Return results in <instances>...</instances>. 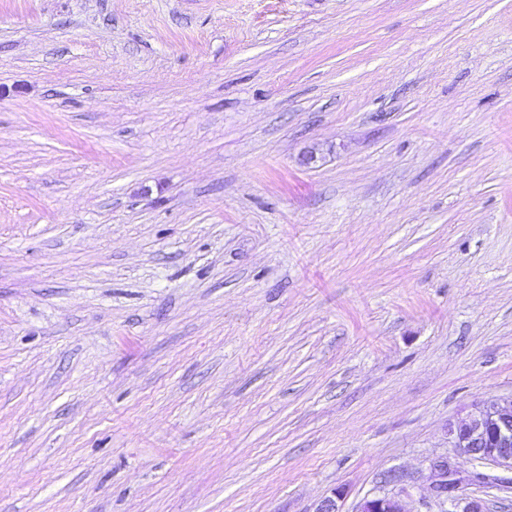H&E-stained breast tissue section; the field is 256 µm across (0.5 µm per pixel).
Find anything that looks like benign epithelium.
<instances>
[{"mask_svg": "<svg viewBox=\"0 0 512 512\" xmlns=\"http://www.w3.org/2000/svg\"><path fill=\"white\" fill-rule=\"evenodd\" d=\"M451 448L481 464H492L512 471V395L484 400L476 404L468 418L448 427ZM431 494L441 512H485L476 498L462 495V486L477 482L483 473L459 475L450 457L432 463ZM354 512H406L398 494L364 498Z\"/></svg>", "mask_w": 512, "mask_h": 512, "instance_id": "7a95c632", "label": "benign epithelium"}]
</instances>
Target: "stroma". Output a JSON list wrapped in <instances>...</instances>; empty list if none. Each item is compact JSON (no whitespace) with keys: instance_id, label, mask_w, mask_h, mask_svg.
<instances>
[{"instance_id":"obj_1","label":"stroma","mask_w":512,"mask_h":512,"mask_svg":"<svg viewBox=\"0 0 512 512\" xmlns=\"http://www.w3.org/2000/svg\"><path fill=\"white\" fill-rule=\"evenodd\" d=\"M512 395V0H0V512H440ZM451 448L481 464L512 471V395L481 401L448 427ZM433 481L431 494L441 506V512H485L484 504L476 498L461 494L467 482H479L483 473L476 472L468 477L459 475L450 457H440L432 463ZM354 512H407L399 494L374 495L364 498Z\"/></svg>"}]
</instances>
